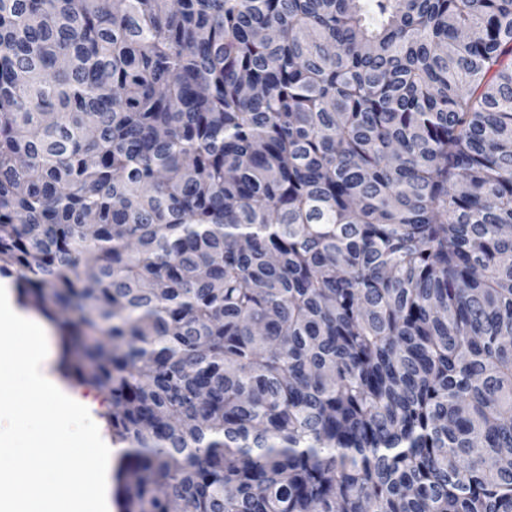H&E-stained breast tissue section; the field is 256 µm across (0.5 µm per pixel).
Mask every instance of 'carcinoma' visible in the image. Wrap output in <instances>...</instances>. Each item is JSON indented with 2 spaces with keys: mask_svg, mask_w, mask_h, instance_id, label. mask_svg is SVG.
<instances>
[{
  "mask_svg": "<svg viewBox=\"0 0 512 512\" xmlns=\"http://www.w3.org/2000/svg\"><path fill=\"white\" fill-rule=\"evenodd\" d=\"M0 275L118 512H512V0H0ZM0 280L5 281L10 288L12 289L15 305L17 308H19L21 311L26 313L27 315L33 316L37 319L44 320L49 324L51 327V335L48 337V349L49 352H53L51 356V361L49 364V373L53 377V379L61 385L64 389L78 394L82 396L83 398L89 400L91 402L92 407L89 409L90 415L94 422L98 425L99 429L101 430L102 437L109 448H112V453L109 457L108 462V468H107V474H106V502H107V508L108 512H117L116 506L114 503L112 490H113V463L115 460V457L117 455V452L120 448H117L115 445H112V442L110 438L107 436L105 430H104V422L103 419H101L100 414L104 413L106 410H108L110 406V401L106 394L101 392L99 389L92 385L87 384H78L71 380H65L61 374L58 371V362H59V345H58V339H57V333L54 328V326L43 316L38 314L36 311L25 307L19 299L18 290L13 283L11 278L0 276Z\"/></svg>",
  "mask_w": 512,
  "mask_h": 512,
  "instance_id": "obj_1",
  "label": "carcinoma"
}]
</instances>
